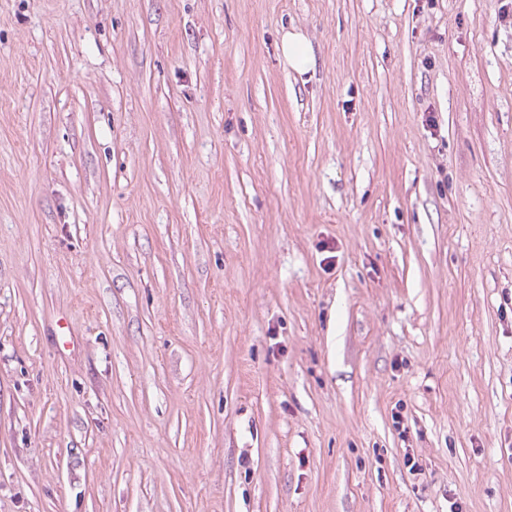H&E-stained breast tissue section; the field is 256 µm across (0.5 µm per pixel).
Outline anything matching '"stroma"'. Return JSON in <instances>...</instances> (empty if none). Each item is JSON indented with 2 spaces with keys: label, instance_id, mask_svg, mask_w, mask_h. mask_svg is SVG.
<instances>
[{
  "label": "stroma",
  "instance_id": "stroma-1",
  "mask_svg": "<svg viewBox=\"0 0 512 512\" xmlns=\"http://www.w3.org/2000/svg\"><path fill=\"white\" fill-rule=\"evenodd\" d=\"M0 512H512V0H0ZM281 53L283 62L298 74L307 72L312 63L311 50L307 37L299 30H287L282 35Z\"/></svg>",
  "mask_w": 512,
  "mask_h": 512
}]
</instances>
